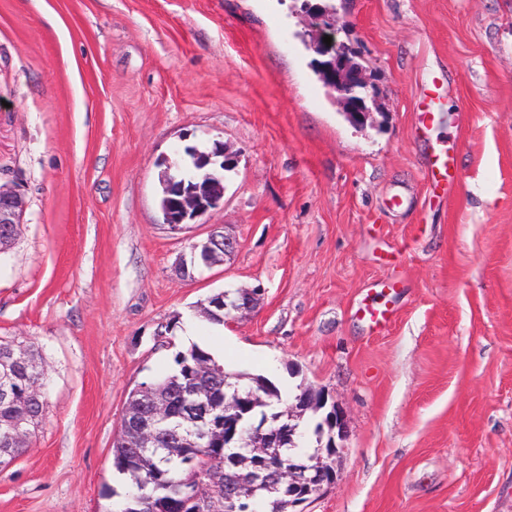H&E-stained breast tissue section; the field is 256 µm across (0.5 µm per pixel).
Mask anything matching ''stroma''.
I'll list each match as a JSON object with an SVG mask.
<instances>
[{
    "mask_svg": "<svg viewBox=\"0 0 512 512\" xmlns=\"http://www.w3.org/2000/svg\"><path fill=\"white\" fill-rule=\"evenodd\" d=\"M327 3L377 91L361 128L300 39ZM216 141L235 157L223 198L170 230L161 163ZM0 183L26 200L0 337L47 368L0 512H115L128 393L174 369L166 326L188 321L226 370L342 410L338 478L301 512H512V0H0ZM218 229L237 249L204 265L192 246ZM384 280L376 331L357 309ZM256 287L223 328L202 312ZM435 187L446 190L448 181L452 178V165L446 153H434L428 159Z\"/></svg>",
    "mask_w": 512,
    "mask_h": 512,
    "instance_id": "1",
    "label": "stroma"
}]
</instances>
